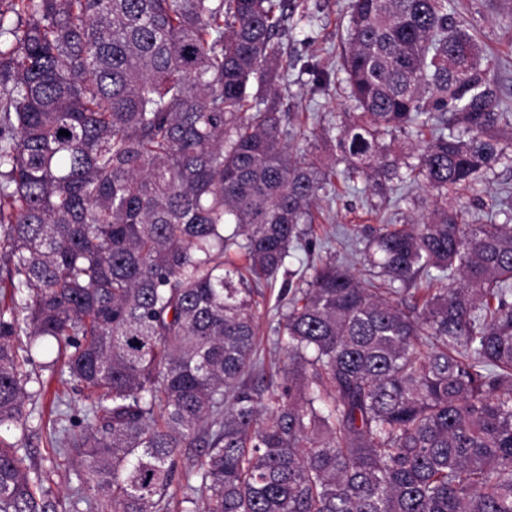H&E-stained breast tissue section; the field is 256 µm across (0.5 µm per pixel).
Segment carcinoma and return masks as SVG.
I'll use <instances>...</instances> for the list:
<instances>
[{"mask_svg": "<svg viewBox=\"0 0 512 512\" xmlns=\"http://www.w3.org/2000/svg\"><path fill=\"white\" fill-rule=\"evenodd\" d=\"M7 4L0 427L27 420L17 343L53 340L87 390L54 441L71 512H512V218L452 203L512 165L509 124L451 0H349L341 173L284 140L283 0ZM339 175L433 208L371 231L363 280L290 275L276 382L259 297ZM40 485L0 436V512H47Z\"/></svg>", "mask_w": 512, "mask_h": 512, "instance_id": "obj_1", "label": "carcinoma"}]
</instances>
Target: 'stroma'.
Listing matches in <instances>:
<instances>
[{"instance_id":"stroma-1","label":"stroma","mask_w":512,"mask_h":512,"mask_svg":"<svg viewBox=\"0 0 512 512\" xmlns=\"http://www.w3.org/2000/svg\"><path fill=\"white\" fill-rule=\"evenodd\" d=\"M503 0H454L482 49V64L490 75V86L501 102L503 111L512 113V21L506 20ZM309 20L299 15H284L278 39L282 61L288 64V82L282 91V109L289 113L288 142L297 150H317L327 165H334L335 153L316 144L313 134L320 128L335 125L340 113L349 111L345 89L335 86L316 88L307 66L319 64L328 74H336L347 35V0H304ZM476 224L501 222V209L512 203V169L499 166L489 181L477 191L463 193L457 200ZM431 204L426 190L399 186L390 201H383L364 182L350 184L336 179L326 198L315 210L313 232L305 248L295 250L279 281H287L289 272L298 270L301 261L319 260L336 255L338 260L366 268L360 240L367 227L378 222L404 223L425 211ZM56 350L33 349L27 370L31 394L25 404L29 415L26 425L11 428L9 441L26 452V463L38 471L43 487L55 506V512H68L71 494L79 484L73 457L55 454L50 437L55 429L66 425L68 417H82L88 404L86 395L74 384L52 380L48 364Z\"/></svg>"}]
</instances>
